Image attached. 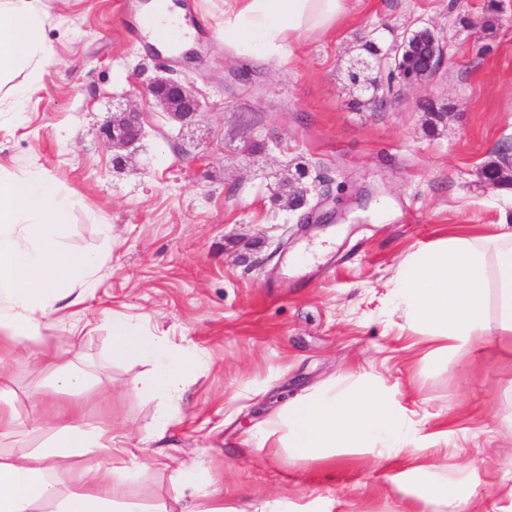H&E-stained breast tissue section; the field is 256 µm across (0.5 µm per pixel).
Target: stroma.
<instances>
[{
    "instance_id": "obj_1",
    "label": "stroma",
    "mask_w": 512,
    "mask_h": 512,
    "mask_svg": "<svg viewBox=\"0 0 512 512\" xmlns=\"http://www.w3.org/2000/svg\"><path fill=\"white\" fill-rule=\"evenodd\" d=\"M487 0H353L333 30L300 36L282 56L255 60L224 45V0H178L202 60L152 53L137 33L140 0H51L43 37L51 63L22 118L0 121V164L37 171L82 202L68 247L107 254V276L80 304L93 328L72 341L52 313L43 335L0 355V397L17 418L0 451L45 439L40 396L80 407L146 466L116 497L190 512L195 499L169 480L183 462L206 469L217 503L252 512L264 501L336 496V512H402L393 463L343 456L292 463L258 448V425L289 399L348 373H376L409 410L441 414L448 450L433 462L473 469L484 512H507L512 473V335L489 338L435 364L390 299L407 254L454 236L484 237L512 222V187L488 183L486 164L512 158V0L494 30ZM419 26L447 44L431 82L384 92V105L349 79L365 36L390 45ZM168 76L204 109L188 126L140 90ZM443 105L442 116L427 112ZM142 114L145 137L114 165L101 134L117 105ZM263 151L249 149L251 141ZM305 166L309 205L333 214L309 224L283 201ZM112 226L104 242L92 215ZM330 235L331 249L294 270L289 255ZM126 316L204 363L189 377L164 440L146 442L160 400L138 393L149 365L112 354L110 322ZM62 352L89 371L80 394L56 393L44 357Z\"/></svg>"
}]
</instances>
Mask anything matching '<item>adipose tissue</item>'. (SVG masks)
I'll return each mask as SVG.
<instances>
[{"label": "adipose tissue", "instance_id": "1", "mask_svg": "<svg viewBox=\"0 0 512 512\" xmlns=\"http://www.w3.org/2000/svg\"><path fill=\"white\" fill-rule=\"evenodd\" d=\"M41 0H0V112L20 114L51 55L43 39ZM351 0H224V40L246 57L281 54L287 41L330 31ZM80 199L38 173L16 174L0 165V350L39 335L57 303L81 304L106 274L97 252L65 248L69 218ZM493 291L497 319L489 321L485 293ZM394 295L411 327L443 357L480 344L491 333L512 335V226L491 238H449L410 253L402 262ZM112 353L147 361L142 395L177 403L196 360L168 339L112 320ZM425 419L406 414L373 376L342 375L313 388L271 414L253 439L260 448H283L289 461L326 462L339 455L386 461L419 454L447 442L448 432L424 433ZM44 442L21 457L0 453V512H167L164 504L116 498L118 486L138 480L142 466L124 459L111 433L84 420L77 408L43 420ZM110 455L109 464L82 466L77 488L64 480L74 460ZM404 512H476L477 490L467 468L454 474L423 464L399 473ZM172 484L192 489V512H224L208 482L192 465L171 468Z\"/></svg>", "mask_w": 512, "mask_h": 512}]
</instances>
